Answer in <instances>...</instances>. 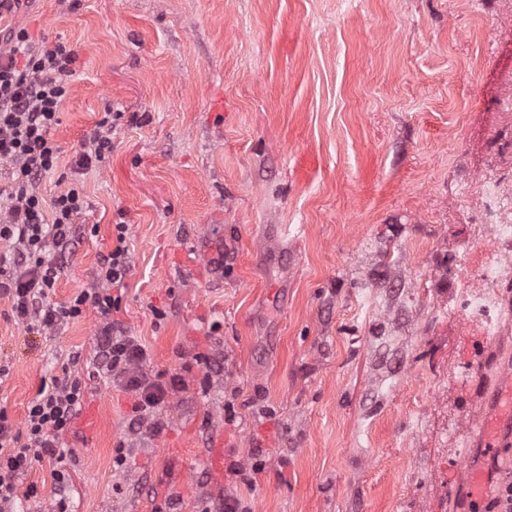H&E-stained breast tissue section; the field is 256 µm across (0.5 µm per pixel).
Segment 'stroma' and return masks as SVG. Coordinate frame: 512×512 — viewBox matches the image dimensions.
Wrapping results in <instances>:
<instances>
[{"label": "stroma", "mask_w": 512, "mask_h": 512, "mask_svg": "<svg viewBox=\"0 0 512 512\" xmlns=\"http://www.w3.org/2000/svg\"><path fill=\"white\" fill-rule=\"evenodd\" d=\"M22 27L77 55L40 189L79 186L98 227L53 301L96 287L128 227L110 317L31 346L0 299V407L22 421L66 370L86 387L74 512H465L475 422L512 371V272L495 308L466 303L512 260L493 230L512 224V0H25L0 12ZM107 112L111 154L72 172ZM107 320L184 379L159 435L96 368ZM52 467L20 477L38 494L19 512H53Z\"/></svg>", "instance_id": "stroma-1"}]
</instances>
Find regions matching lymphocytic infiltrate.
<instances>
[{"instance_id":"lymphocytic-infiltrate-1","label":"lymphocytic infiltrate","mask_w":512,"mask_h":512,"mask_svg":"<svg viewBox=\"0 0 512 512\" xmlns=\"http://www.w3.org/2000/svg\"><path fill=\"white\" fill-rule=\"evenodd\" d=\"M76 61L75 51L65 44H33L24 29L0 43V162L11 170L10 190L0 200V241L13 245L12 255L0 253V298L10 302L26 334L39 337L90 309L109 316L119 305L112 288L129 270L128 227L118 224L116 245L101 265L97 287L78 290L65 303L51 299L60 272L58 253L73 243L75 220L88 207L78 188L49 199L40 190L43 177L59 168L60 148L51 132L60 123ZM147 359L145 346L136 338L115 335L111 324L102 326L97 365L133 396L132 424L155 435L163 427L161 409L183 380L148 373ZM84 397L81 379L67 371L41 384L22 423L0 409V512H15L19 495L37 496L33 484L19 492L18 480L33 459L63 460L62 438L71 430Z\"/></svg>"}]
</instances>
